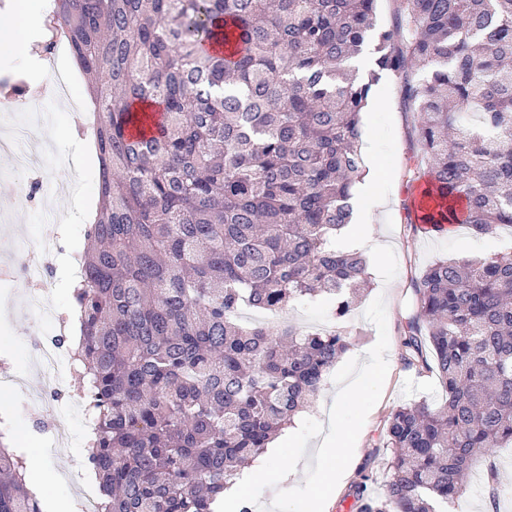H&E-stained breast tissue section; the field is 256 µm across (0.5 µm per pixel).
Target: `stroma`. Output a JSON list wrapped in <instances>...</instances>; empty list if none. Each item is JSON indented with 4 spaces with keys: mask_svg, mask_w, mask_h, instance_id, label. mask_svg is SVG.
I'll use <instances>...</instances> for the list:
<instances>
[{
    "mask_svg": "<svg viewBox=\"0 0 512 512\" xmlns=\"http://www.w3.org/2000/svg\"><path fill=\"white\" fill-rule=\"evenodd\" d=\"M379 74V73H378ZM371 101L362 114L360 147L366 154L369 179L377 191L378 218L374 236L364 243L371 265V286L347 318L351 329L345 359L364 358L376 343L378 331L366 320L364 312L377 297L384 296L387 309L389 348L386 358L389 371L382 395L369 412L356 447L359 463L337 489L328 512H345V505L356 504L355 486L370 477L375 492H382L386 455L379 442L386 420L393 408L406 402H441L444 391L433 374H416L406 368L400 357L403 335L401 324L412 306V276L438 258L468 261L495 253L512 252V228L503 227L491 237L473 236L460 225L444 232L411 228L406 220L405 203L413 199L414 187L408 181L406 166L414 151L411 132L414 113L405 111L399 97V79L390 72L379 74L372 84ZM35 110L45 119L39 131L52 143V152L36 156L34 168L24 173L26 180L44 183L61 176L68 165L80 171L71 197L59 198L36 194L27 206L14 209L9 222H0V353L9 351V359L0 357V401L11 399L12 417L0 419V432L10 439L22 440L17 453L28 470L45 476L46 497L66 504L67 512H80V492L71 475L86 463V438L90 418L73 415L68 419L65 445L47 450L40 434L42 427L53 423L57 408L41 402L39 374L28 363V346L34 334L57 326L72 306V290L65 273V262L79 261L85 246L84 211L98 205L99 166L95 154L86 149L93 142L91 113L58 105L54 96L39 92ZM57 237L63 250V265L57 266V288L52 296L53 314L37 319L30 312L27 294L30 285L7 278L8 270L20 265L24 256L15 248L18 237ZM495 465L508 490L500 497L497 512H512V447L487 449L472 472L463 512H484L488 494L484 488L487 465Z\"/></svg>",
    "mask_w": 512,
    "mask_h": 512,
    "instance_id": "obj_1",
    "label": "stroma"
}]
</instances>
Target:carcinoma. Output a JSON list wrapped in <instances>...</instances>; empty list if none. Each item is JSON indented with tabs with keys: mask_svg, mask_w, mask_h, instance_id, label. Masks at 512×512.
Wrapping results in <instances>:
<instances>
[{
	"mask_svg": "<svg viewBox=\"0 0 512 512\" xmlns=\"http://www.w3.org/2000/svg\"><path fill=\"white\" fill-rule=\"evenodd\" d=\"M95 107L99 213L73 299L94 412L97 512H215L348 349L341 330L244 325L321 294L337 323L369 282L336 249L366 169L377 74L346 63L375 0H50ZM376 65L417 114L411 224L512 226V0H397ZM401 360L445 400L387 420L383 493L360 512H441L476 458L512 443V253L411 279ZM0 441V512H42Z\"/></svg>",
	"mask_w": 512,
	"mask_h": 512,
	"instance_id": "cac0c4a2",
	"label": "carcinoma"
}]
</instances>
